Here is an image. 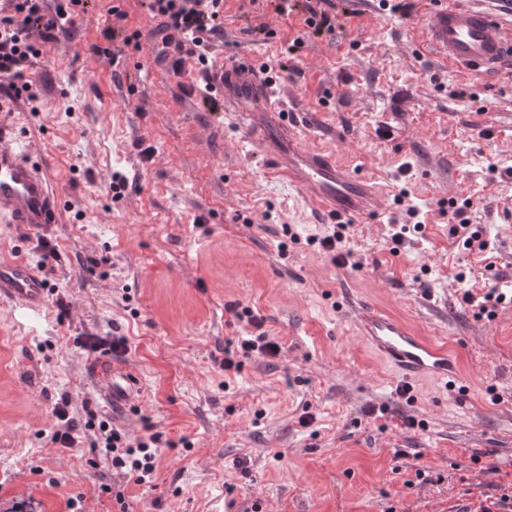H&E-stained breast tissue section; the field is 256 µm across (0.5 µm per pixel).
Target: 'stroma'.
<instances>
[{
	"instance_id": "35a3bbf8",
	"label": "stroma",
	"mask_w": 512,
	"mask_h": 512,
	"mask_svg": "<svg viewBox=\"0 0 512 512\" xmlns=\"http://www.w3.org/2000/svg\"><path fill=\"white\" fill-rule=\"evenodd\" d=\"M335 4V30L317 38L302 10L280 17L268 0H226L209 55L272 66L301 39L279 82L315 116L307 142L385 180L392 197L377 220L351 225L342 264L311 243L329 221L269 175L231 116L202 103L196 57L178 73L157 59L159 22L139 0L123 7L140 49L115 64L93 52L110 21L109 0H96L43 45L30 97L0 100V121L26 143L60 205L57 223L35 235L0 223V250L47 262L55 287L35 318L0 299V504L69 512L77 497L82 512H475L512 482V179L503 175L512 168V80L469 76L427 46L439 0H418L407 18L378 0ZM260 24L276 37L256 40ZM137 140L153 148L151 160ZM116 174L127 182L118 196ZM466 198L487 251L448 233L449 200ZM409 206L422 226L394 245ZM490 286L506 296L494 316L462 305L464 288ZM361 301L447 340L466 391L406 380L378 359L355 332L350 305ZM230 303L253 311L278 356L255 353L223 370L225 347L248 329ZM112 332L128 338L121 363L140 386L129 406L110 410L90 371L96 356L81 342ZM63 394L76 422L92 410L133 437L160 432L152 483L117 473L90 438L72 449L48 444ZM368 406L376 415L364 416ZM407 417L422 427L406 429Z\"/></svg>"
}]
</instances>
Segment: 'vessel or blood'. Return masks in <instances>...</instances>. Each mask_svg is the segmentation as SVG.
I'll return each instance as SVG.
<instances>
[{
	"label": "vessel or blood",
	"instance_id": "b4317fda",
	"mask_svg": "<svg viewBox=\"0 0 512 512\" xmlns=\"http://www.w3.org/2000/svg\"><path fill=\"white\" fill-rule=\"evenodd\" d=\"M427 40L448 65L491 80L512 72V27L492 12L444 0L427 23ZM226 111L242 120L252 142L277 179L299 191L330 221L366 223L385 207V194L372 179L339 164L333 153L310 147L299 131L297 113L276 100L277 85L247 60L228 58L210 75ZM59 205L50 182L12 136L0 135V220L37 231L56 223ZM0 297L16 310L42 312L47 293L42 276L27 261L0 252ZM359 335L390 366L408 378L462 386L447 343L418 333L378 306L353 309ZM108 406L128 404L137 390L132 372L101 362L94 370Z\"/></svg>",
	"mask_w": 512,
	"mask_h": 512
}]
</instances>
